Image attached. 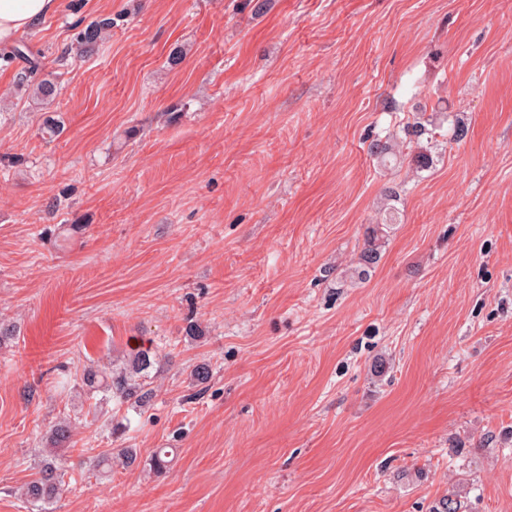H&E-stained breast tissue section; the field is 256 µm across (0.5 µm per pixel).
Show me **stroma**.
Returning <instances> with one entry per match:
<instances>
[{
    "label": "stroma",
    "instance_id": "stroma-1",
    "mask_svg": "<svg viewBox=\"0 0 512 512\" xmlns=\"http://www.w3.org/2000/svg\"><path fill=\"white\" fill-rule=\"evenodd\" d=\"M255 3L62 0L51 101L0 63V512H512V0ZM112 17L96 19L80 29L76 36V42L83 48L93 47L103 41L105 34L112 30ZM138 380L128 377L126 374L113 376L112 372L109 374H101L96 370H88L84 374L83 383L89 390L102 389L104 392L112 393L122 402H129L134 400V404H144L148 402L151 397V390L146 389V385ZM49 453L50 458L24 488L23 494L28 501L49 502L65 484L64 478L69 473L66 459L55 451Z\"/></svg>",
    "mask_w": 512,
    "mask_h": 512
}]
</instances>
